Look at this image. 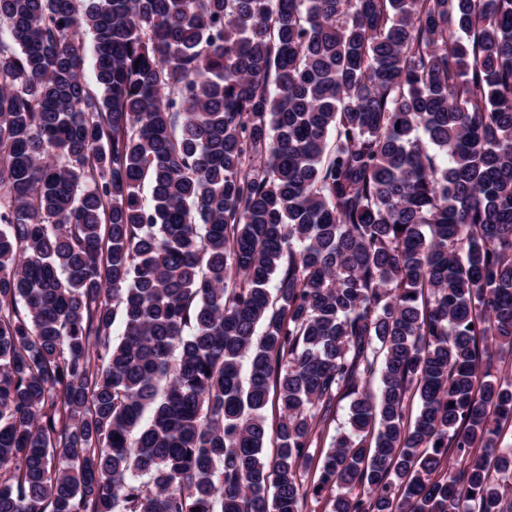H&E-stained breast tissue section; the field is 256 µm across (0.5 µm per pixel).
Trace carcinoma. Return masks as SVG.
I'll return each instance as SVG.
<instances>
[{
	"mask_svg": "<svg viewBox=\"0 0 512 512\" xmlns=\"http://www.w3.org/2000/svg\"><path fill=\"white\" fill-rule=\"evenodd\" d=\"M495 346L512 0H0V512H512Z\"/></svg>",
	"mask_w": 512,
	"mask_h": 512,
	"instance_id": "1",
	"label": "carcinoma"
}]
</instances>
